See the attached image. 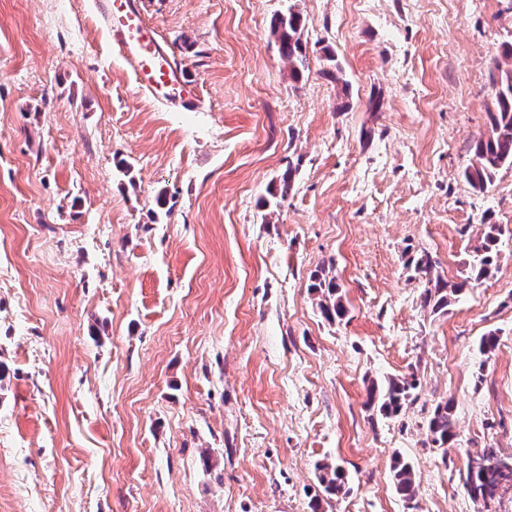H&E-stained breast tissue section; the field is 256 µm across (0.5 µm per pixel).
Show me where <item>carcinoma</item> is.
Masks as SVG:
<instances>
[{
  "mask_svg": "<svg viewBox=\"0 0 512 512\" xmlns=\"http://www.w3.org/2000/svg\"><path fill=\"white\" fill-rule=\"evenodd\" d=\"M273 34L279 42L282 56L294 64V72L300 73L307 62L306 44L302 40V20L298 13L277 14L271 21ZM490 78L496 88V111L490 113L491 128L486 137L479 139L474 147L473 157L463 171L464 179L475 189L484 191L492 184L497 170L504 166L512 167V71H502L494 66ZM503 230L499 224L484 225L483 241L477 252V278H485L491 273L497 254V247ZM437 262L431 255L424 254L415 262L418 271L428 276L421 293V303L434 311H442L450 304V297L462 293L466 282L448 285L439 276H433ZM313 288L326 290L328 297L318 303L321 314L329 321L341 320L346 308L341 297L337 296L339 286L335 277L313 276ZM419 383L415 373L401 378H391L386 384L368 390L367 406L375 408L385 417L399 415L416 398ZM452 405L438 403L428 420L431 442L443 448L455 438ZM319 482L326 494H345V474L341 467L323 464L319 467ZM393 473L398 493L407 501L414 498V471L412 465L398 456L394 459ZM503 474L490 468L475 473L466 472V486L474 501L493 500L498 495L499 479Z\"/></svg>",
  "mask_w": 512,
  "mask_h": 512,
  "instance_id": "1",
  "label": "carcinoma"
}]
</instances>
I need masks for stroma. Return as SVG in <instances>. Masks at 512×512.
Here are the masks:
<instances>
[{
    "label": "stroma",
    "mask_w": 512,
    "mask_h": 512,
    "mask_svg": "<svg viewBox=\"0 0 512 512\" xmlns=\"http://www.w3.org/2000/svg\"><path fill=\"white\" fill-rule=\"evenodd\" d=\"M143 7L198 110L136 89L90 0H0V512H481L469 455L512 454V167L483 192L461 172L512 0ZM288 11L298 73L271 32ZM424 252L466 285L442 313ZM329 263L339 322L311 288ZM411 372L418 401L373 415L371 383ZM273 34L279 42L282 56L295 65L294 72L304 69L307 62L306 44L302 40V20L298 13L277 14L271 21ZM502 235L503 230L501 225H484L483 241L481 245L476 248L478 258L476 265L478 273L476 279L488 277L491 273V268L494 265L497 254V247ZM452 405L450 402H439L433 409L428 420V431L432 439L431 442L437 448H444L449 442L453 441L456 434L453 432V419L451 417ZM392 468L398 493L406 501H412L414 498V471L412 465L402 457L397 456ZM319 471V482L326 494L339 497L346 493L345 474L340 466L323 464L319 467Z\"/></svg>",
    "instance_id": "1"
}]
</instances>
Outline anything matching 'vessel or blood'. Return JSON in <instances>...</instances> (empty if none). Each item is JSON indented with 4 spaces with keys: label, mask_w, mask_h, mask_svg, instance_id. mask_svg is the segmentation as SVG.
<instances>
[{
    "label": "vessel or blood",
    "mask_w": 512,
    "mask_h": 512,
    "mask_svg": "<svg viewBox=\"0 0 512 512\" xmlns=\"http://www.w3.org/2000/svg\"><path fill=\"white\" fill-rule=\"evenodd\" d=\"M94 8L140 91L169 107L198 108L197 82L172 62L144 14L142 0H95Z\"/></svg>",
    "instance_id": "obj_1"
}]
</instances>
